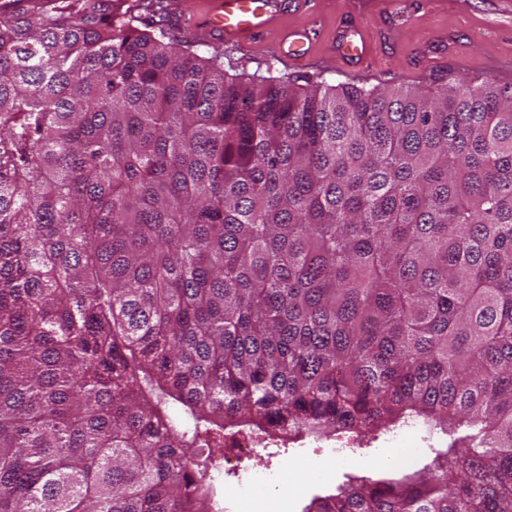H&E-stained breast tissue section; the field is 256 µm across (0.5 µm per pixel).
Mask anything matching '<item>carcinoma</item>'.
Segmentation results:
<instances>
[{"mask_svg": "<svg viewBox=\"0 0 512 512\" xmlns=\"http://www.w3.org/2000/svg\"><path fill=\"white\" fill-rule=\"evenodd\" d=\"M166 13L0 0V512H211L228 428L420 418L303 512H512V84L229 76Z\"/></svg>", "mask_w": 512, "mask_h": 512, "instance_id": "cac0c4a2", "label": "carcinoma"}]
</instances>
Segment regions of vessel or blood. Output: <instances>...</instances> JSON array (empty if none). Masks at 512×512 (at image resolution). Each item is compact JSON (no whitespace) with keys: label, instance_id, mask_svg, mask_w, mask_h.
<instances>
[{"label":"vessel or blood","instance_id":"b4317fda","mask_svg":"<svg viewBox=\"0 0 512 512\" xmlns=\"http://www.w3.org/2000/svg\"><path fill=\"white\" fill-rule=\"evenodd\" d=\"M280 8V0H210L209 8L192 19L212 37L241 43L262 30Z\"/></svg>","mask_w":512,"mask_h":512}]
</instances>
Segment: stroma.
<instances>
[{"label": "stroma", "instance_id": "stroma-1", "mask_svg": "<svg viewBox=\"0 0 512 512\" xmlns=\"http://www.w3.org/2000/svg\"><path fill=\"white\" fill-rule=\"evenodd\" d=\"M350 25L364 44L361 77L353 76L335 53L339 30ZM295 32L309 35L304 62L280 60L276 48ZM219 48L226 74L285 75L301 84L434 88L451 77L512 83V0H287L257 37L241 44L223 41ZM318 445L309 436L303 451L278 448L269 458L221 472L215 485L222 493L211 499V508L239 500L242 512H251L255 503L260 512H281L280 500L264 488L242 495L239 479L248 473L273 474L296 496L295 512H302L313 496L335 492L351 465L368 473L386 461L413 471L425 459L418 435L381 431L365 437L362 447L348 449L346 459L327 458L324 477L313 478L309 472L319 458Z\"/></svg>", "mask_w": 512, "mask_h": 512}]
</instances>
